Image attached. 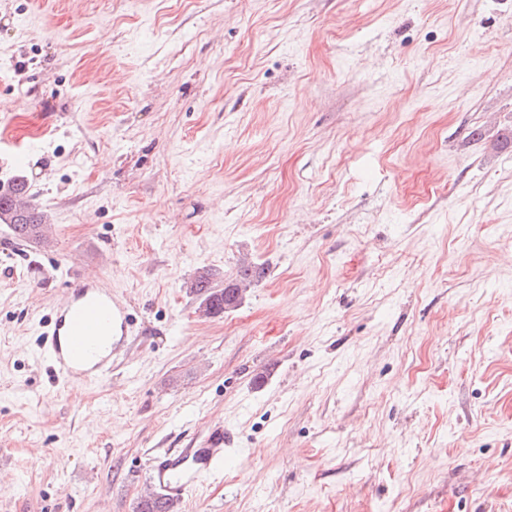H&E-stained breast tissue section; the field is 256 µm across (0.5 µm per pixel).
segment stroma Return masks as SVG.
Returning <instances> with one entry per match:
<instances>
[{
	"label": "stroma",
	"instance_id": "35a3bbf8",
	"mask_svg": "<svg viewBox=\"0 0 512 512\" xmlns=\"http://www.w3.org/2000/svg\"><path fill=\"white\" fill-rule=\"evenodd\" d=\"M2 126L51 232L0 224V512H134L216 424L182 512H512V0H0ZM88 272L132 345L73 385ZM265 274L263 267L252 262L240 264L235 276L224 277L208 267H199L186 283L190 292L200 297V308L206 315L220 317L236 309L243 300V289L258 282ZM102 309L112 317V344L90 357L88 348L101 334L98 314ZM129 328L126 305L97 279L83 277L71 294L56 303L38 354L51 361L68 384L105 379L112 372L113 355L128 344ZM225 440L227 435L224 426L217 425L210 430L199 448H181L176 452L151 456L148 466L149 483L155 493L141 496L135 511L181 512L180 502L188 497L200 478L218 471L219 467L233 459V456L224 455Z\"/></svg>",
	"mask_w": 512,
	"mask_h": 512
}]
</instances>
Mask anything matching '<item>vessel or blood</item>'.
<instances>
[{"mask_svg":"<svg viewBox=\"0 0 512 512\" xmlns=\"http://www.w3.org/2000/svg\"><path fill=\"white\" fill-rule=\"evenodd\" d=\"M126 305L110 288L94 278H83L72 293L55 305L54 317L43 333L39 355L52 362L66 383L101 380L112 371L115 350L129 341ZM223 426H214L203 445L163 452L149 460L152 490L184 501L203 475L227 463Z\"/></svg>","mask_w":512,"mask_h":512,"instance_id":"obj_1","label":"vessel or blood"}]
</instances>
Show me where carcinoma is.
<instances>
[{
  "instance_id": "carcinoma-1",
  "label": "carcinoma",
  "mask_w": 512,
  "mask_h": 512,
  "mask_svg": "<svg viewBox=\"0 0 512 512\" xmlns=\"http://www.w3.org/2000/svg\"><path fill=\"white\" fill-rule=\"evenodd\" d=\"M27 194L28 182L23 175L0 187V224L7 225L18 241L42 244L49 240L43 215L27 203H17ZM264 274V268L246 261L231 277H224L208 267H199L187 282V288L200 297V308L205 314L220 317L236 309L242 303L243 289L259 281ZM136 512H181V504L157 493H147L139 498Z\"/></svg>"
}]
</instances>
